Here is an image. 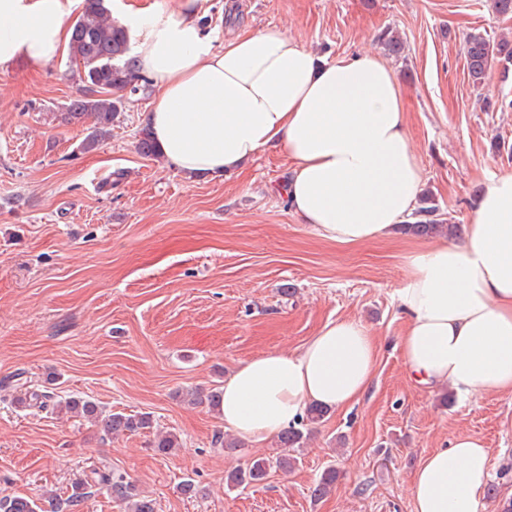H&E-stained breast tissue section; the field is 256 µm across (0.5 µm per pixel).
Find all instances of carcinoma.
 <instances>
[{"label": "carcinoma", "instance_id": "1", "mask_svg": "<svg viewBox=\"0 0 512 512\" xmlns=\"http://www.w3.org/2000/svg\"><path fill=\"white\" fill-rule=\"evenodd\" d=\"M129 36L126 28L112 21L104 0H84L82 11L71 28L68 57L73 73L81 83L80 94L67 101L63 107L64 119L81 122L93 120L92 130L84 147L91 148L108 134L115 115L121 111L126 92H136L143 76L127 58ZM467 78L476 88L485 85L492 66L512 62V39H495L481 33L469 35L465 45ZM417 215L422 220L408 224V231L428 236L443 228L436 219L437 208L432 196L424 193L419 199ZM52 396L35 386H27L16 397L20 407L49 408ZM65 409L93 422L103 436L111 438L121 434L144 433L152 426L148 413L136 415L113 412L106 414L93 401L82 397H70L56 403ZM304 442L303 432L290 426L278 435L277 449L268 457H259L226 476L231 488L255 487L263 484L271 471L288 472L297 464L294 449ZM340 472L334 466L326 467L312 489V495L320 499L336 486ZM105 487L112 497L124 505L125 512H155L152 501L140 497L123 475H116L109 468H94L91 474L75 480L66 499L56 500V495L46 493L39 498L29 496L0 497V512H44L43 501H57V506L78 507L92 497L96 489Z\"/></svg>", "mask_w": 512, "mask_h": 512}]
</instances>
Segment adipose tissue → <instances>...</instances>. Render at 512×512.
Masks as SVG:
<instances>
[{
    "mask_svg": "<svg viewBox=\"0 0 512 512\" xmlns=\"http://www.w3.org/2000/svg\"><path fill=\"white\" fill-rule=\"evenodd\" d=\"M82 0H0V67L16 58L39 70L69 41ZM199 0H158L119 20L139 72L156 94L141 120L163 159L188 176L229 175L268 149L289 159L288 199L324 241L396 238L410 221L424 174L410 144L392 67L365 53L322 60L281 29L243 33L216 47ZM463 240L408 249L395 291L407 325L397 347L418 385L464 400L512 393V173L479 194ZM379 342L356 319L324 324L296 353L267 352L224 381L226 431L262 443L308 408L360 402ZM489 450L460 436L414 473L412 512H481Z\"/></svg>",
    "mask_w": 512,
    "mask_h": 512,
    "instance_id": "obj_1",
    "label": "adipose tissue"
}]
</instances>
